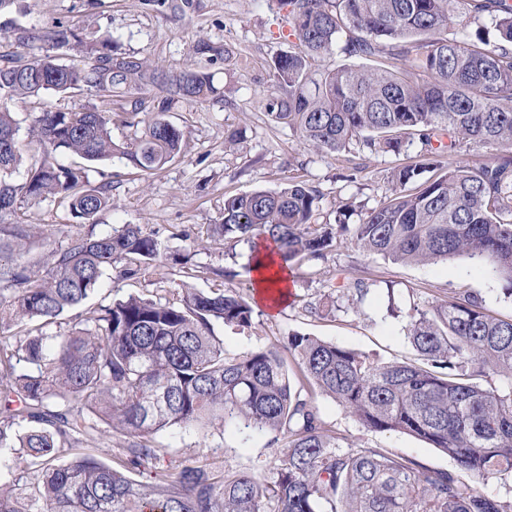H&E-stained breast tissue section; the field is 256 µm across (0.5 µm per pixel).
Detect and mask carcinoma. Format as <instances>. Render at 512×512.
Returning a JSON list of instances; mask_svg holds the SVG:
<instances>
[{
  "label": "carcinoma",
  "instance_id": "1",
  "mask_svg": "<svg viewBox=\"0 0 512 512\" xmlns=\"http://www.w3.org/2000/svg\"><path fill=\"white\" fill-rule=\"evenodd\" d=\"M298 51L276 56L270 77L280 93L269 114L319 151L398 152L404 138L450 151L462 141L488 146L476 169L459 167L419 182L436 168L433 152L391 174V195L366 212L351 242L368 254L410 264L465 256L504 282L512 297V0H464L489 31L453 30L459 0H282ZM354 56L387 54L375 68H313L341 33ZM62 55L88 57L106 47L57 24L39 36ZM39 69L40 85L19 77ZM150 77L140 60L103 55L89 70L61 58L0 56V218L17 196L68 202L73 218L92 220L112 196L92 187L86 168L58 162L61 149L91 164L121 156L143 172L179 155L183 132L161 119L144 123L133 143L112 138V111L44 110L31 129L42 159L15 182L21 166L13 101L76 87L99 97ZM168 104L206 99L212 75L190 68L164 83ZM419 183L408 193L409 184ZM319 195L303 182L224 199L214 236L242 238L258 259L274 244L280 264L321 259L345 225L313 224ZM34 227L0 223V452L19 451L27 468L0 485V512H512L486 484L512 475V319L474 298L454 297L409 315L418 360L381 361L295 333L280 347L231 354L214 335L222 322L252 326L254 309L235 293L183 289L164 302L129 294L62 333L58 318L96 294L116 264L117 278L150 275L166 252L136 224L78 236L48 251L43 271L28 268ZM26 320L35 333L14 344L6 333ZM300 366L291 387L285 356ZM496 375L506 387L486 388ZM316 388L370 431L420 438L454 460L471 482L376 448L342 451L339 439L301 392ZM233 424L281 436L267 484L244 471L215 474L184 464L175 476H131L157 458L153 436L171 428ZM126 438L112 464L92 452L58 456L71 439L93 444L100 426Z\"/></svg>",
  "mask_w": 512,
  "mask_h": 512
}]
</instances>
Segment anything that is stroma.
I'll list each match as a JSON object with an SVG mask.
<instances>
[{
	"instance_id": "stroma-1",
	"label": "stroma",
	"mask_w": 512,
	"mask_h": 512,
	"mask_svg": "<svg viewBox=\"0 0 512 512\" xmlns=\"http://www.w3.org/2000/svg\"><path fill=\"white\" fill-rule=\"evenodd\" d=\"M283 15L278 0H15L10 10L0 13V54L42 56L47 46L34 40V33L63 23L110 40L113 55L144 61L158 73L171 76L188 67H206L216 87L207 100L187 98L166 107L158 87L149 83L113 98L114 140L139 135L138 125L127 123L134 115L139 122L160 117L178 126L184 132V145L179 156L148 175L119 157L93 165L91 184L112 187L111 207L93 221L74 223L63 201L36 204L18 198L12 222L31 224L40 231L28 254L35 266L48 250L67 246L76 236H99L125 224L140 225L165 248L192 252L187 265L164 263L149 279L122 280L116 287L100 289L61 316V331L92 316L100 305L130 293L162 300L190 287L230 290L253 300L247 276L249 243L208 237L211 225L220 221L225 197L302 181L319 195L313 223H335L340 207L347 204L354 209L348 219L354 225L361 212L388 195L393 169L420 153L417 140L397 153H321L271 118L265 108L274 91L269 65L275 56L295 49ZM203 42L211 47L209 55L195 51ZM46 102L54 110L71 112L100 105L101 100L71 92L14 101L19 146L27 166L43 155V145L29 128ZM358 280L368 287L360 303L353 296ZM464 294L478 298L492 314L512 318V299L505 297L501 283L471 260L403 264L364 254L341 237L323 259L293 264L288 302L277 313L259 306L251 328L218 323L214 332L232 354L280 344L300 333L383 361L409 360L414 356L407 339L412 309L427 311L448 297ZM313 303L318 306L314 312L309 309ZM311 401L343 446L385 448L430 469L457 470L452 459L423 440L368 430L320 392H312ZM154 442L159 454L150 472L160 477L171 475L180 462L190 459L214 471L229 467L253 472L266 481L277 453L270 434L233 427L162 431Z\"/></svg>"
}]
</instances>
